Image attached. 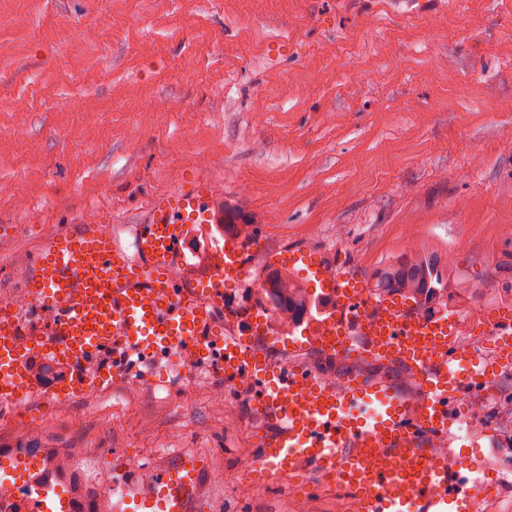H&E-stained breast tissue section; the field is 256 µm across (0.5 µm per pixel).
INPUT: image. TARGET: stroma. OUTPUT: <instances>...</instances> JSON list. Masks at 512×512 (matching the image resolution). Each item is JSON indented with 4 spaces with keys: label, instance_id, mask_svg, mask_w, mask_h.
Listing matches in <instances>:
<instances>
[{
    "label": "stroma",
    "instance_id": "stroma-1",
    "mask_svg": "<svg viewBox=\"0 0 512 512\" xmlns=\"http://www.w3.org/2000/svg\"><path fill=\"white\" fill-rule=\"evenodd\" d=\"M211 179L268 262L310 250L363 278L427 247L468 278V304L512 308V0H0V296L20 288L46 234L107 224L130 259L153 201ZM312 372L385 376L309 349ZM224 382L190 395L118 383L0 416V446L38 439L70 473L122 459L218 466L209 512H345L346 494H256L249 404ZM479 437L512 468V373Z\"/></svg>",
    "mask_w": 512,
    "mask_h": 512
}]
</instances>
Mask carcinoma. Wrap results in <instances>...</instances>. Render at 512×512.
Segmentation results:
<instances>
[{"label": "carcinoma", "mask_w": 512, "mask_h": 512, "mask_svg": "<svg viewBox=\"0 0 512 512\" xmlns=\"http://www.w3.org/2000/svg\"><path fill=\"white\" fill-rule=\"evenodd\" d=\"M373 280L378 293L411 299L419 308L450 294L470 292L468 281L452 274L438 254L427 250H417L379 268L373 273ZM287 281V275L272 269L268 272L265 292L279 309L300 315L306 310L308 294L303 288L288 286Z\"/></svg>", "instance_id": "1"}]
</instances>
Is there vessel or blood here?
<instances>
[{"mask_svg": "<svg viewBox=\"0 0 512 512\" xmlns=\"http://www.w3.org/2000/svg\"><path fill=\"white\" fill-rule=\"evenodd\" d=\"M221 221L213 184L201 177L154 200L138 227L140 261H130L103 224L50 234L25 286L32 304L49 309L51 319L0 309V408L102 388L120 373L105 369L90 380L85 365L103 346L144 360L171 351L187 365L207 364L228 383L244 374L254 378L262 453L244 469L248 483L292 484L312 468L327 491H343L359 512H474L496 474L483 455L458 450L455 426L465 411L455 402L512 370V311L486 317L493 354L462 355L454 345L456 314L420 319L391 297L374 296L356 270L334 269L325 258L292 249L278 266L328 304L289 334V351L316 341L332 354L353 340L369 361L402 365L416 392L385 378L338 383L300 368L280 369L249 345L260 334L255 312L227 313L228 324L243 327L240 336L225 335L214 318L225 286L250 276L251 245L225 239L208 275L170 276L186 237L208 235ZM350 328L355 338H348ZM40 359L67 369L52 388L33 373ZM205 470L195 457L146 475L120 463L112 512H193ZM0 477L30 488L15 512H72L70 486L31 457L1 455Z\"/></svg>", "mask_w": 512, "mask_h": 512, "instance_id": "vessel-or-blood-1", "label": "vessel or blood"}]
</instances>
